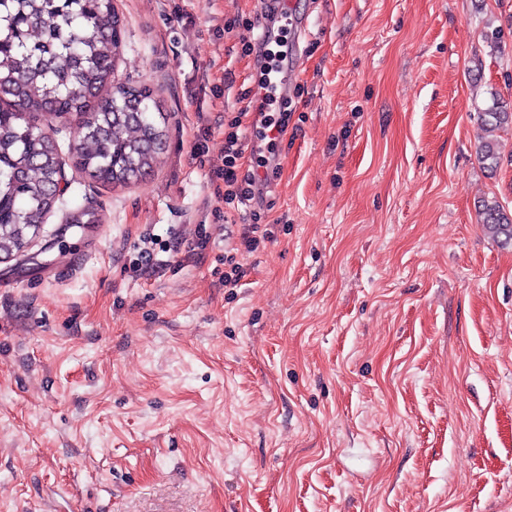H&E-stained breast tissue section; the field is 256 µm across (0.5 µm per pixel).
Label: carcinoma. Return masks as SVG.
Here are the masks:
<instances>
[{"mask_svg":"<svg viewBox=\"0 0 512 512\" xmlns=\"http://www.w3.org/2000/svg\"><path fill=\"white\" fill-rule=\"evenodd\" d=\"M122 21L112 0H0V256L39 233L64 193L59 146L45 126L75 123L71 178L76 208L87 211L77 185H128L152 171L167 142L160 100L145 84L115 80ZM493 130L512 128V109L495 99L479 113ZM489 172L502 160L497 139L477 148ZM482 224L512 242V213L496 200L481 204Z\"/></svg>","mask_w":512,"mask_h":512,"instance_id":"1","label":"carcinoma"}]
</instances>
